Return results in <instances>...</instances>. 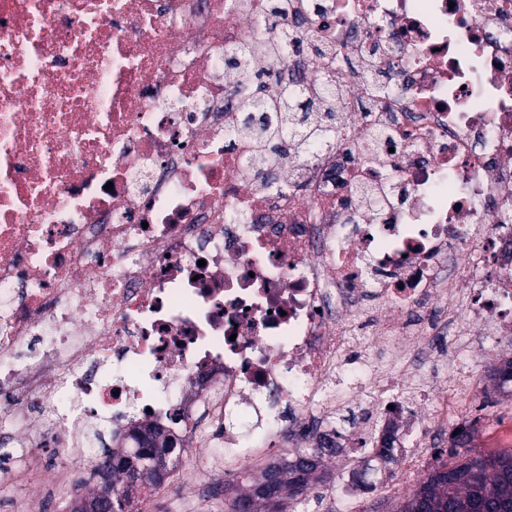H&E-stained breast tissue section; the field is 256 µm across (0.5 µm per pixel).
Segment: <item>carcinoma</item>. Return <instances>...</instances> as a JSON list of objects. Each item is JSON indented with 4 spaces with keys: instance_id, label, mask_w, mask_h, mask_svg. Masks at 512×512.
I'll return each instance as SVG.
<instances>
[{
    "instance_id": "cac0c4a2",
    "label": "carcinoma",
    "mask_w": 512,
    "mask_h": 512,
    "mask_svg": "<svg viewBox=\"0 0 512 512\" xmlns=\"http://www.w3.org/2000/svg\"><path fill=\"white\" fill-rule=\"evenodd\" d=\"M277 16V3L273 2L265 21L270 39L264 49V66L269 69L298 41L293 30L279 25ZM255 58L250 43L237 47L226 58L229 67L247 74L243 85L235 89L241 96L242 111L247 113L246 122L260 121L262 137L270 147L286 146L298 156L307 155L316 143L331 142L338 127L333 103L338 91L336 81L324 78L317 85V93L311 95L282 87L274 91L275 97L270 98L261 74H251L256 67ZM494 377L497 379L495 388L511 396L512 389L508 384L512 382V360L495 367ZM327 453L333 455L336 449L308 448L298 452L296 460L274 465L264 474V479H276L278 494L272 498L257 485L235 502L238 512H286V500L323 480V456ZM452 456L456 457L453 464L444 462L432 470L396 505L395 512H448L450 508L455 512H475L481 501L500 507L501 512H512V451L483 456L455 449ZM376 462L387 467L397 464V449L388 445L365 460L355 480L368 490L375 488V484L368 480V474L375 469Z\"/></svg>"
}]
</instances>
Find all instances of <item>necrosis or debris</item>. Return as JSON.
Wrapping results in <instances>:
<instances>
[{"label": "necrosis or debris", "instance_id": "obj_1", "mask_svg": "<svg viewBox=\"0 0 512 512\" xmlns=\"http://www.w3.org/2000/svg\"><path fill=\"white\" fill-rule=\"evenodd\" d=\"M340 74L333 144L261 158L224 68L267 0H0V482L41 512L75 465L173 435L192 492L273 411L283 456L370 408L421 462L465 425L474 341L512 335V0H283ZM351 68L337 72V62ZM393 89L376 94V80ZM275 171L280 187L266 180ZM350 381L337 398L342 375ZM54 466H46V458Z\"/></svg>", "mask_w": 512, "mask_h": 512}]
</instances>
